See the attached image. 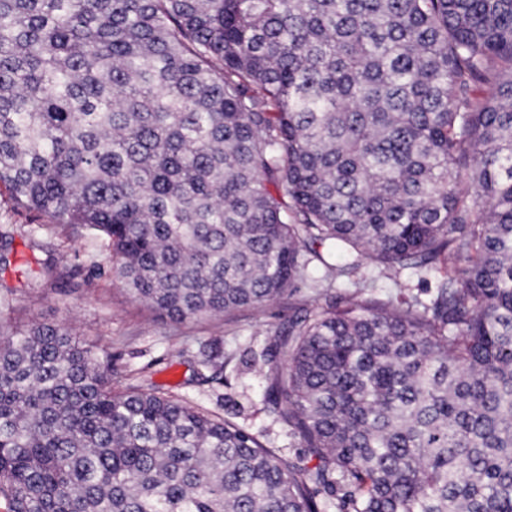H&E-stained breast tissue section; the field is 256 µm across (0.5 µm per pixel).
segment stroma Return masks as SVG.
<instances>
[{
    "mask_svg": "<svg viewBox=\"0 0 512 512\" xmlns=\"http://www.w3.org/2000/svg\"><path fill=\"white\" fill-rule=\"evenodd\" d=\"M48 214L17 207L0 190V224L17 225L0 244V326L35 323L69 328L81 345L112 365L113 385H141L245 425L285 457L302 442L264 411L265 372L259 354L272 332L304 309L331 298L298 286L262 310L171 323L130 300L112 272L107 241L86 226L54 232ZM54 272L42 287L23 288L24 276L43 264ZM220 349L223 366H203L201 353Z\"/></svg>",
    "mask_w": 512,
    "mask_h": 512,
    "instance_id": "stroma-1",
    "label": "stroma"
}]
</instances>
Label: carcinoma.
Here are the masks:
<instances>
[{
    "label": "carcinoma",
    "instance_id": "1",
    "mask_svg": "<svg viewBox=\"0 0 512 512\" xmlns=\"http://www.w3.org/2000/svg\"><path fill=\"white\" fill-rule=\"evenodd\" d=\"M0 185L174 323L354 289L262 352L293 460L1 329L8 512H512V0H0ZM416 284L417 279H409L407 273L404 272L396 281L385 279L380 280L377 283V288H373L369 293L378 296L396 295L400 292V289H404L409 285V287H413L410 289L414 294L418 293L421 294L422 298H427L424 291L425 288H416Z\"/></svg>",
    "mask_w": 512,
    "mask_h": 512
}]
</instances>
